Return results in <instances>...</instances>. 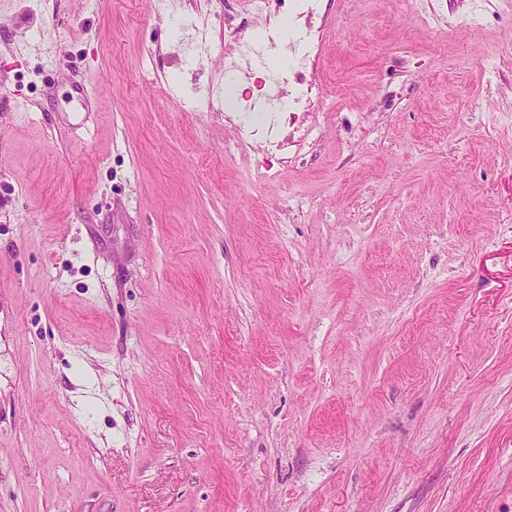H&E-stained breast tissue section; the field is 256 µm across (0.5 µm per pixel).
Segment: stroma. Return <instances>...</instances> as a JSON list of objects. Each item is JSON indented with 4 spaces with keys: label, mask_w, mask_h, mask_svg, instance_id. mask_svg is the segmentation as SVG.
Segmentation results:
<instances>
[{
    "label": "stroma",
    "mask_w": 512,
    "mask_h": 512,
    "mask_svg": "<svg viewBox=\"0 0 512 512\" xmlns=\"http://www.w3.org/2000/svg\"><path fill=\"white\" fill-rule=\"evenodd\" d=\"M316 4L0 0V512H512V0Z\"/></svg>",
    "instance_id": "stroma-1"
}]
</instances>
